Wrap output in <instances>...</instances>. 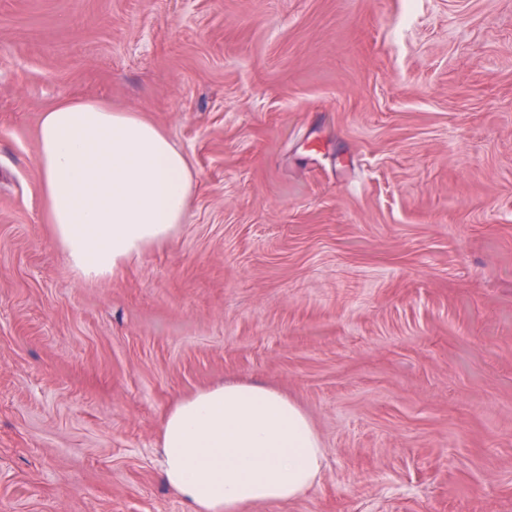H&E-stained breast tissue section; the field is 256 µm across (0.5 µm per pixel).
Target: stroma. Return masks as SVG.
Instances as JSON below:
<instances>
[{
    "instance_id": "obj_1",
    "label": "stroma",
    "mask_w": 512,
    "mask_h": 512,
    "mask_svg": "<svg viewBox=\"0 0 512 512\" xmlns=\"http://www.w3.org/2000/svg\"><path fill=\"white\" fill-rule=\"evenodd\" d=\"M67 98L194 173L93 284L34 163ZM231 380L324 450L251 512H512V0H0V512H187L162 422Z\"/></svg>"
}]
</instances>
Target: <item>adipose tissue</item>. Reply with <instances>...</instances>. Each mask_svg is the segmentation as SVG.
Returning <instances> with one entry per match:
<instances>
[{"label":"adipose tissue","mask_w":512,"mask_h":512,"mask_svg":"<svg viewBox=\"0 0 512 512\" xmlns=\"http://www.w3.org/2000/svg\"><path fill=\"white\" fill-rule=\"evenodd\" d=\"M36 166L54 242L86 281L164 246L187 217L186 154L134 112L67 99L39 121ZM161 476L188 512H250L306 495L324 451L281 392L227 383L178 400L161 430Z\"/></svg>","instance_id":"ef3b65f1"}]
</instances>
